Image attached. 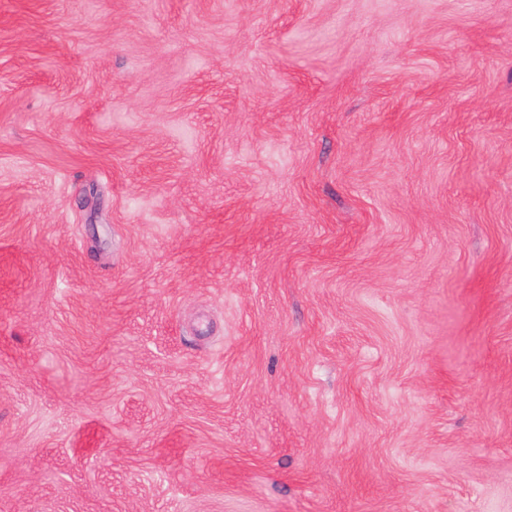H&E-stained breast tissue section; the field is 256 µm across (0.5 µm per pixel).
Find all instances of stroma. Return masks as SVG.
Returning <instances> with one entry per match:
<instances>
[{
  "mask_svg": "<svg viewBox=\"0 0 512 512\" xmlns=\"http://www.w3.org/2000/svg\"><path fill=\"white\" fill-rule=\"evenodd\" d=\"M0 512H512V0H0Z\"/></svg>",
  "mask_w": 512,
  "mask_h": 512,
  "instance_id": "1",
  "label": "stroma"
}]
</instances>
